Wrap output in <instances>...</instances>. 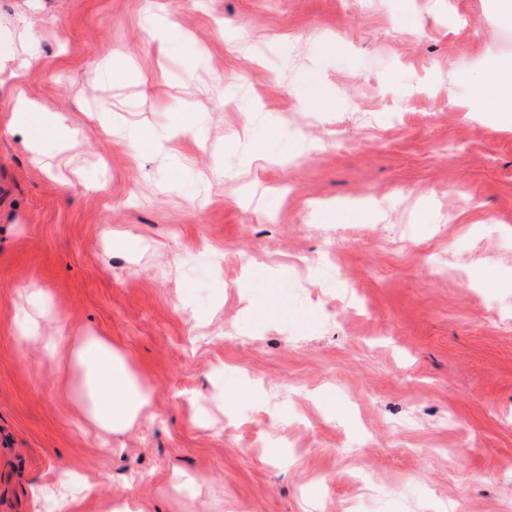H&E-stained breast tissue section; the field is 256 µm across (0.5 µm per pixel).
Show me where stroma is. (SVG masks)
Listing matches in <instances>:
<instances>
[{
	"mask_svg": "<svg viewBox=\"0 0 512 512\" xmlns=\"http://www.w3.org/2000/svg\"><path fill=\"white\" fill-rule=\"evenodd\" d=\"M490 4L0 0V114L40 106L0 132V512H512V127L470 107L512 56ZM177 112L204 144L134 148ZM283 129L308 150L278 166ZM327 242L351 299L298 276ZM266 272L287 318L251 314ZM89 336L153 418L94 426ZM29 112H32V103L19 96L12 112H9L8 116L4 119L0 118V128L10 131L15 127L25 124Z\"/></svg>",
	"mask_w": 512,
	"mask_h": 512,
	"instance_id": "stroma-1",
	"label": "stroma"
}]
</instances>
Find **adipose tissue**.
Returning a JSON list of instances; mask_svg holds the SVG:
<instances>
[{
  "mask_svg": "<svg viewBox=\"0 0 512 512\" xmlns=\"http://www.w3.org/2000/svg\"><path fill=\"white\" fill-rule=\"evenodd\" d=\"M505 62L482 66L474 80L476 111L494 113L499 123L512 125V85L490 96L487 85L497 83ZM75 359L84 370L93 422L104 430H118L141 418L151 406L149 393L126 370L107 343L87 339L77 349Z\"/></svg>",
  "mask_w": 512,
  "mask_h": 512,
  "instance_id": "ef3b65f1",
  "label": "adipose tissue"
}]
</instances>
